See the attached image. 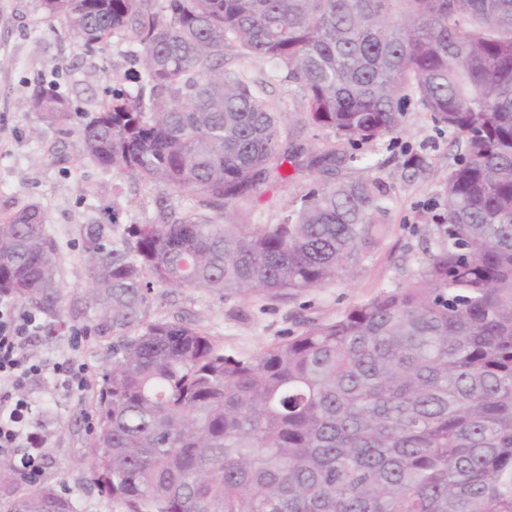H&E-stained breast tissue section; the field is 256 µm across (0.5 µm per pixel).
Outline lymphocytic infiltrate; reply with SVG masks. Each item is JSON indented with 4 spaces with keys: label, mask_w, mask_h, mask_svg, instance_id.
<instances>
[{
    "label": "lymphocytic infiltrate",
    "mask_w": 512,
    "mask_h": 512,
    "mask_svg": "<svg viewBox=\"0 0 512 512\" xmlns=\"http://www.w3.org/2000/svg\"><path fill=\"white\" fill-rule=\"evenodd\" d=\"M43 330L35 313L19 309L10 296H0V455L27 449L30 470L42 458L45 441L30 429L28 388L48 373L70 392L85 391L91 382L90 367L73 357L48 365L29 353L31 341Z\"/></svg>",
    "instance_id": "f902f5d3"
}]
</instances>
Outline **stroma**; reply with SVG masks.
I'll list each match as a JSON object with an SVG mask.
<instances>
[{
	"instance_id": "stroma-1",
	"label": "stroma",
	"mask_w": 512,
	"mask_h": 512,
	"mask_svg": "<svg viewBox=\"0 0 512 512\" xmlns=\"http://www.w3.org/2000/svg\"><path fill=\"white\" fill-rule=\"evenodd\" d=\"M135 44L113 37L105 52L88 54L63 20L47 18L40 0H0V216L38 203L48 216V229L60 256L63 284L61 315L42 313L47 327L33 339L30 352L42 359L71 355L92 370L89 387L69 393L53 378L40 380L31 391V429L46 440L40 483L67 490L80 512H121L119 504L91 485L90 422L101 374L112 361V342L87 337L73 346L85 311L86 275L80 249V225L101 221L113 211L120 225L153 219L159 204L183 209L186 198L161 185H145L102 169L84 158L76 132L42 121L31 104L37 82L53 85L66 97L74 124H81L111 90L133 89ZM448 133L438 131L424 113L411 111L402 131L364 145L375 161L356 166L353 177L382 181L391 189L392 235L348 282L312 290L288 302L262 296L221 298L202 290L153 291V316L183 319L205 327L225 353L250 356L297 330L301 320L328 319L380 289L409 279L419 268L430 217L441 209L442 194L454 150ZM427 157L430 166L410 177L407 155ZM310 183L299 176L288 183L261 185L250 217L254 224H273L282 209Z\"/></svg>"
}]
</instances>
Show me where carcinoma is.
<instances>
[{"label": "carcinoma", "instance_id": "cac0c4a2", "mask_svg": "<svg viewBox=\"0 0 512 512\" xmlns=\"http://www.w3.org/2000/svg\"><path fill=\"white\" fill-rule=\"evenodd\" d=\"M90 52L138 46L132 91L78 130L83 155L191 196L145 224L79 228L91 315L112 338L92 438L122 512H512V0H40ZM263 59L252 77L236 59ZM290 83L287 112L266 86ZM33 109L72 112L38 84ZM456 148L416 274L259 353L151 314L156 287L286 302L348 281L392 232L390 190L344 171L411 107ZM338 146L305 156L308 132ZM293 173H284V166ZM312 181L276 224L263 184ZM45 211L0 217V294L59 311ZM0 459V512H78Z\"/></svg>", "mask_w": 512, "mask_h": 512}]
</instances>
